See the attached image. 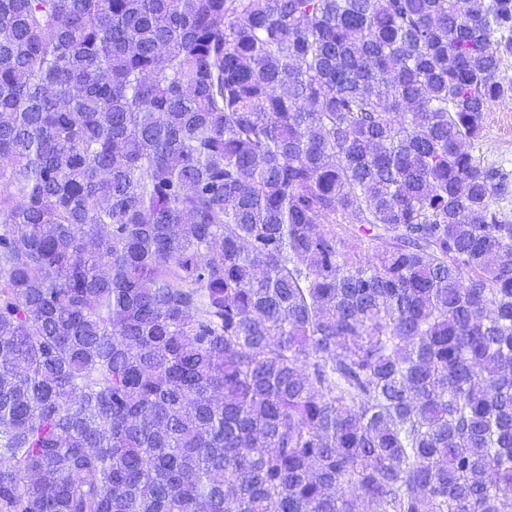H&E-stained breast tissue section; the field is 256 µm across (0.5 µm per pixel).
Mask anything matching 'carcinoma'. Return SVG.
Here are the masks:
<instances>
[{
  "label": "carcinoma",
  "mask_w": 512,
  "mask_h": 512,
  "mask_svg": "<svg viewBox=\"0 0 512 512\" xmlns=\"http://www.w3.org/2000/svg\"><path fill=\"white\" fill-rule=\"evenodd\" d=\"M512 0H0V512H504ZM472 152L481 161L501 166L512 179V99L493 104L484 117L483 137L475 142Z\"/></svg>",
  "instance_id": "carcinoma-1"
}]
</instances>
